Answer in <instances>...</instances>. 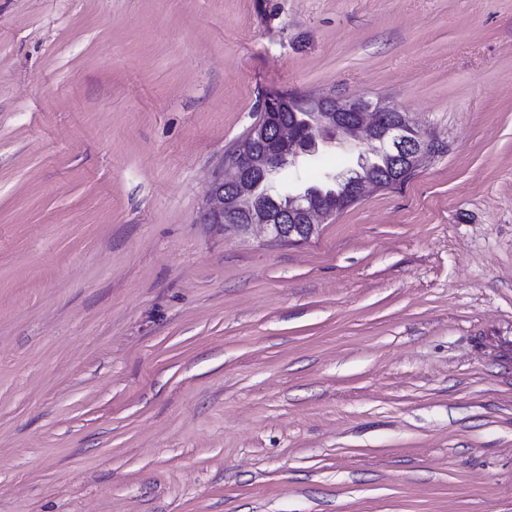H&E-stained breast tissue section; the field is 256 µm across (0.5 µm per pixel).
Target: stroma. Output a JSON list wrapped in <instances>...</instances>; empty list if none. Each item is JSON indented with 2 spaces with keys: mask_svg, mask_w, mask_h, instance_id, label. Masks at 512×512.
I'll return each instance as SVG.
<instances>
[{
  "mask_svg": "<svg viewBox=\"0 0 512 512\" xmlns=\"http://www.w3.org/2000/svg\"><path fill=\"white\" fill-rule=\"evenodd\" d=\"M289 94L437 149L203 223ZM0 512H512V0H0ZM287 100L288 104L295 101L276 97L267 102V111L249 127L232 154L227 164L229 175L211 183L209 205L203 214L207 223L225 224L241 232L258 225L272 239L304 241L306 236L311 237L317 224L335 216L351 199L363 200L370 191L380 189L381 182L374 177H363L372 159L360 151L355 167L326 177L325 185L332 192H315L306 186L295 195L288 194L286 206L273 210L269 203L278 204L279 196L272 192L275 177L286 166L299 170L302 158L320 149H352V141L356 139L374 144L377 150H388L404 171L416 170L435 152L433 140L412 124L408 112L359 95L310 98L308 101L320 109L316 117L320 131L308 143H301L300 130L294 123L281 122L274 117L273 110ZM386 112H396L388 126L383 123ZM259 145H270V148L266 153H259ZM404 171L384 173L383 188L403 183L413 174ZM343 187L346 193L336 195L335 189ZM240 212L247 214V224L229 221V215Z\"/></svg>",
  "mask_w": 512,
  "mask_h": 512,
  "instance_id": "obj_1",
  "label": "stroma"
}]
</instances>
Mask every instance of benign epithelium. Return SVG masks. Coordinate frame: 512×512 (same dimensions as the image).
<instances>
[{
  "mask_svg": "<svg viewBox=\"0 0 512 512\" xmlns=\"http://www.w3.org/2000/svg\"><path fill=\"white\" fill-rule=\"evenodd\" d=\"M284 101L293 99L276 97L267 102V111L249 127L232 154L229 175L211 183L203 214L207 223L232 225L241 232L258 225L273 239L302 241L350 200H362L380 189L381 182L364 176L372 159L360 151L356 166L327 176L330 192L305 187L287 196V205L273 210L269 203L277 201L274 183L282 169L298 170L302 158L322 149L350 148L356 139L388 150L405 171L416 170L435 152L433 140L412 124L408 113L359 95L310 99L320 109L316 117L319 132L302 143L295 124L275 118V109Z\"/></svg>",
  "mask_w": 512,
  "mask_h": 512,
  "instance_id": "obj_1",
  "label": "benign epithelium"
}]
</instances>
